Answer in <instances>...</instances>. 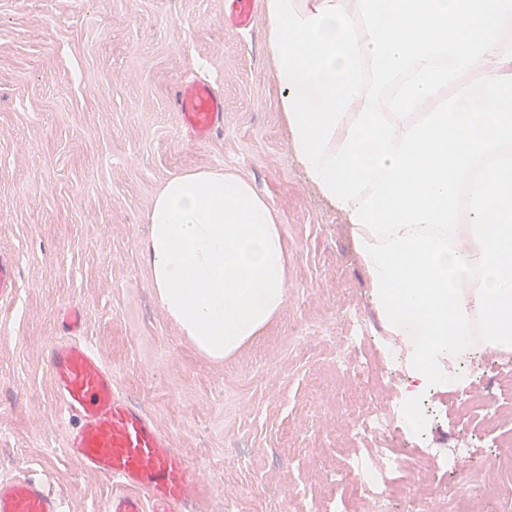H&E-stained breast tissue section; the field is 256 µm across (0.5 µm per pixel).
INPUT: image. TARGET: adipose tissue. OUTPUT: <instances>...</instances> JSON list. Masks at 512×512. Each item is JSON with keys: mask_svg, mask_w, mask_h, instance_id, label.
Segmentation results:
<instances>
[{"mask_svg": "<svg viewBox=\"0 0 512 512\" xmlns=\"http://www.w3.org/2000/svg\"><path fill=\"white\" fill-rule=\"evenodd\" d=\"M145 222L157 300L204 354L235 351L282 308L288 253L279 213L235 172L170 177Z\"/></svg>", "mask_w": 512, "mask_h": 512, "instance_id": "obj_1", "label": "adipose tissue"}]
</instances>
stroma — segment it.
<instances>
[{
    "mask_svg": "<svg viewBox=\"0 0 512 512\" xmlns=\"http://www.w3.org/2000/svg\"><path fill=\"white\" fill-rule=\"evenodd\" d=\"M224 2L0 0V253L18 266L0 306V480L42 479L63 512H101L112 491L63 452L44 348L70 306L123 393L201 469L195 512H315L348 491L316 470L340 461L341 427L376 382L351 386L332 359L347 309L386 329L347 225L294 163L265 17L237 33ZM191 80L224 99L206 143L185 138L171 104ZM218 167L277 209L288 292L258 336L213 359L159 306L142 250L161 185ZM422 405L436 412L425 448L468 434L453 391Z\"/></svg>",
    "mask_w": 512,
    "mask_h": 512,
    "instance_id": "1",
    "label": "stroma"
}]
</instances>
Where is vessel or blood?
I'll use <instances>...</instances> for the list:
<instances>
[{
	"instance_id": "1",
	"label": "vessel or blood",
	"mask_w": 512,
	"mask_h": 512,
	"mask_svg": "<svg viewBox=\"0 0 512 512\" xmlns=\"http://www.w3.org/2000/svg\"><path fill=\"white\" fill-rule=\"evenodd\" d=\"M256 0H232L226 27L247 30ZM172 103L186 134L199 143L224 127V99L209 84H179ZM17 262L0 255V302L14 300ZM65 334L48 343L53 395L66 420L64 451L83 469L107 476L104 512H192L203 476L171 446L151 417L124 395L112 368L80 334L69 309ZM0 512H62L59 498L29 475L0 482Z\"/></svg>"
}]
</instances>
